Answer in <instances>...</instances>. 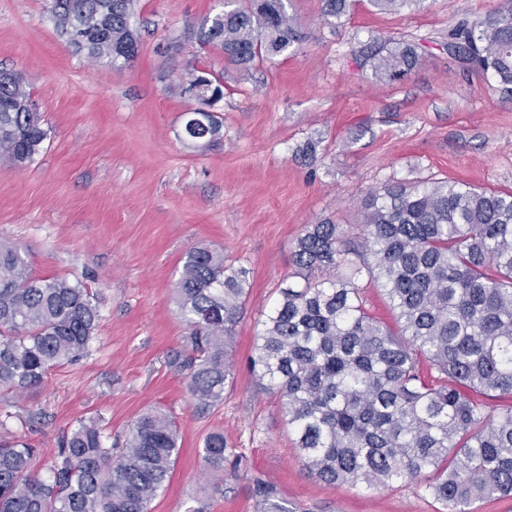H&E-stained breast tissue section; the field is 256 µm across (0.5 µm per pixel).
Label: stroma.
I'll use <instances>...</instances> for the list:
<instances>
[{"instance_id": "stroma-1", "label": "stroma", "mask_w": 512, "mask_h": 512, "mask_svg": "<svg viewBox=\"0 0 512 512\" xmlns=\"http://www.w3.org/2000/svg\"><path fill=\"white\" fill-rule=\"evenodd\" d=\"M496 2L423 0L382 13L355 0L332 26L322 0H289L303 43L243 68L199 40L222 0H138V50L125 64L75 53L51 0H0V70L25 75L47 132L33 162L0 156V242L18 246L33 275L81 280L99 310L81 360L26 394L0 389V437L37 448L43 476L80 421L101 419L118 446L137 416L159 409L180 453L149 512H261V484L289 512H447L415 481L366 489L311 474L249 359L296 270L305 225L340 224L358 238L363 200L394 181L512 190V97L444 46L460 18ZM403 40L421 46L415 72L393 81L365 66L371 50ZM192 69L223 85L221 132L204 148L181 138L196 106L181 92ZM194 247L223 253L250 279L224 401L203 414L173 363L186 334L175 285ZM215 431L232 449L220 473L203 451Z\"/></svg>"}]
</instances>
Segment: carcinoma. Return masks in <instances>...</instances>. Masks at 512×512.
I'll return each mask as SVG.
<instances>
[{"label":"carcinoma","mask_w":512,"mask_h":512,"mask_svg":"<svg viewBox=\"0 0 512 512\" xmlns=\"http://www.w3.org/2000/svg\"><path fill=\"white\" fill-rule=\"evenodd\" d=\"M351 0H324L330 25ZM393 11L422 0H370ZM134 0H52L51 16L71 46L93 60L137 52ZM199 40L247 66L302 42L282 0H228ZM448 53L512 95V0L448 30ZM376 76L403 77L421 64L399 43L367 55ZM220 79L200 69L182 91L199 99ZM23 78L0 71V155L23 166L46 131L29 109ZM355 244L338 224H310L294 247L296 280L279 290L256 336L251 369L282 402L300 459L318 478L367 489L418 479L448 508L512 495V191L460 181L387 184L362 205ZM380 287L398 330L367 308L358 281ZM250 284L247 271L205 248L186 254L175 288L186 326L187 389L205 412L224 401L232 372L227 347ZM99 319L79 280L34 276L0 243V388L39 387L49 370L81 358ZM224 433L205 440L207 462L224 470ZM171 417L152 410L106 446L100 420L64 434L42 477L37 449L0 440V512H148L178 455ZM263 512H289L268 487Z\"/></svg>","instance_id":"carcinoma-1"}]
</instances>
